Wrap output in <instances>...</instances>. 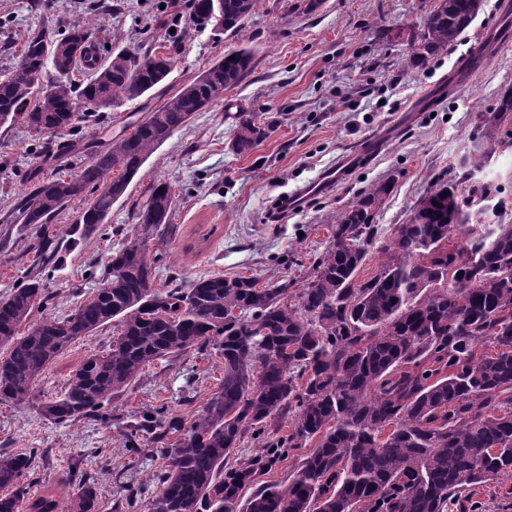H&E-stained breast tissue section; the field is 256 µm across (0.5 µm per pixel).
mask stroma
Returning <instances> with one entry per match:
<instances>
[{
  "instance_id": "obj_1",
  "label": "stroma",
  "mask_w": 512,
  "mask_h": 512,
  "mask_svg": "<svg viewBox=\"0 0 512 512\" xmlns=\"http://www.w3.org/2000/svg\"><path fill=\"white\" fill-rule=\"evenodd\" d=\"M433 6L434 0H322L311 11L307 0H257L236 35L196 28L189 0H0V75L16 66L29 32L56 39L88 18L100 56L160 46L174 56L164 83L107 110L98 136L103 146L129 133L165 96L224 54L245 46L253 55L252 69L237 87L195 113L149 157L95 239L37 273L29 248L43 237L64 240L86 200L75 199L46 224L22 223L19 202L33 179L78 174L93 152L70 150L66 132L50 139L19 121L0 126V296L35 274L46 301L33 310L31 322L70 314L99 287L112 251L132 228L137 204L158 180L176 195L162 239L148 244L160 289L211 275L252 277L263 285L301 282L328 247L336 215L384 179L394 186L375 217L381 235L407 223L433 181L450 178L462 159L484 150L477 128L512 89V45H501L490 28L505 16L504 0H484L447 53L408 66L410 43L419 39L422 18ZM243 111L270 130L239 154L230 145L234 116ZM49 139L57 151L42 150ZM371 140L383 146L375 159L281 221H269L275 201ZM119 332L110 323L81 337L48 365L30 400L0 402V450L36 451L33 487L49 488L62 510L69 496L61 479L78 460L96 483V512H117L137 487L144 497L154 495L151 477L169 442L145 434L137 441L139 454H131L123 423L146 411L190 420L222 377L215 350L192 349L144 368L112 401V424L43 419L39 403L59 397L72 371L88 355L107 351Z\"/></svg>"
}]
</instances>
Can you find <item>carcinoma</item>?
I'll return each mask as SVG.
<instances>
[{
    "instance_id": "obj_1",
    "label": "carcinoma",
    "mask_w": 512,
    "mask_h": 512,
    "mask_svg": "<svg viewBox=\"0 0 512 512\" xmlns=\"http://www.w3.org/2000/svg\"><path fill=\"white\" fill-rule=\"evenodd\" d=\"M189 2L193 24L208 27L206 0ZM482 3L436 0L420 40L411 44L409 63L420 66L448 50ZM255 4L224 0V31L241 32ZM232 54L95 152L78 176L36 181L19 204L24 223H47L90 188L69 244L90 241L152 152L251 70L248 48ZM93 56L97 44L87 26L52 41L29 33L20 64L0 76V125L21 120L41 134L74 133L92 115L74 116L71 102L83 99L101 110L137 99L163 83L173 66L164 52L118 53L75 85L70 74ZM48 61L55 75L43 84ZM511 114L512 89L483 119L487 153L502 144L497 131ZM268 131L252 113L239 112L232 149L247 152ZM485 157L433 184L409 223L381 246L388 261L361 281L378 235L374 218L393 181L371 185L336 217L329 246L299 288L292 281L261 287L252 278L222 276L154 288L148 242L169 224L175 197L168 184H152L101 286L75 312L28 324L44 293L37 279L0 297V402L27 400L66 348L118 318L121 333L112 348L90 355L61 396L39 405L44 419L109 423L106 406L143 367L190 348L217 351L224 367L218 390L189 425L153 413L125 424L133 454L138 433L175 435L162 453L147 512H449L451 505L479 512L466 491L512 473V223L467 229L458 204ZM56 256L52 242L40 238L34 262L44 266ZM480 343L486 352L476 351ZM254 435L265 453L233 459ZM307 447L288 480H262ZM35 459L33 451L0 452V490L12 489L0 495V512L57 509L49 497H28L25 480ZM63 482L72 489L68 512H95L96 484L80 463L71 464Z\"/></svg>"
}]
</instances>
